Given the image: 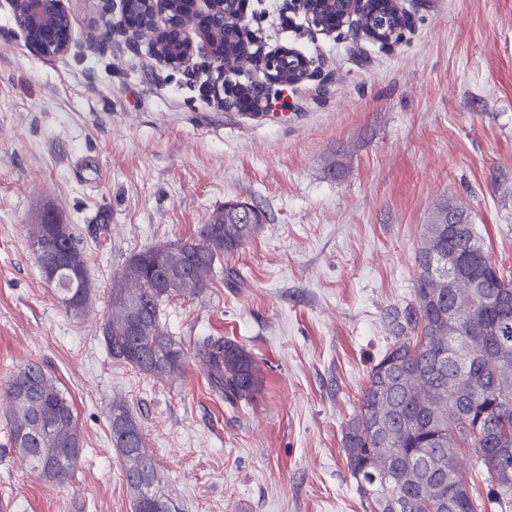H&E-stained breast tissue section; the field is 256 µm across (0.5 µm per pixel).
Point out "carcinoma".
I'll list each match as a JSON object with an SVG mask.
<instances>
[{
    "mask_svg": "<svg viewBox=\"0 0 512 512\" xmlns=\"http://www.w3.org/2000/svg\"><path fill=\"white\" fill-rule=\"evenodd\" d=\"M215 47L237 59L247 48L222 24L211 28ZM232 100L258 102L256 85L225 77ZM264 214L241 215L224 205V223L202 224L191 240L163 242L128 256L112 277L110 308L101 336L112 358L156 378L185 368L183 344L161 322V306L191 298L209 287L217 264L254 236ZM67 249L86 266L71 225ZM31 245L54 251L46 224L33 225ZM462 262L470 293L434 286L430 267ZM415 306L406 327L368 373L357 413L342 437L346 462L368 512H505L512 506V276L485 249L475 225L448 234V209L423 225L414 256ZM71 313L81 315L95 293L88 273L73 288L56 289ZM211 386L231 406L254 398L261 368L242 344L204 336L195 343ZM0 403L12 416L11 443L23 462L49 484L74 477L83 442L74 408L43 366L28 362L0 388ZM113 447L123 461L132 512H157L145 495L158 497L164 512H180L162 489L157 463L143 430L122 401L112 402ZM473 449L487 484L486 498L464 478L460 454Z\"/></svg>",
    "mask_w": 512,
    "mask_h": 512,
    "instance_id": "obj_1",
    "label": "carcinoma"
}]
</instances>
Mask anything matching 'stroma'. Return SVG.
<instances>
[{"label": "stroma", "mask_w": 512, "mask_h": 512, "mask_svg": "<svg viewBox=\"0 0 512 512\" xmlns=\"http://www.w3.org/2000/svg\"><path fill=\"white\" fill-rule=\"evenodd\" d=\"M402 5L410 23L384 46L320 34L293 0H249L261 48H296L317 70L275 87L255 118L224 107L206 56L173 70L117 36L47 60L0 8V384L42 363L83 437L75 478L46 484L13 451L0 407V512H131L117 398L184 512H365L343 429L413 309L423 225L440 204L462 207L512 272V0ZM228 201L262 211L260 232L161 321L186 351L223 336L252 352L261 390L235 408L195 359L160 380L100 338L125 259L192 238ZM48 208L80 235L97 285L80 316L30 245Z\"/></svg>", "instance_id": "obj_1"}]
</instances>
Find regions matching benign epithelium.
Returning a JSON list of instances; mask_svg holds the SVG:
<instances>
[{"label": "benign epithelium", "mask_w": 512, "mask_h": 512, "mask_svg": "<svg viewBox=\"0 0 512 512\" xmlns=\"http://www.w3.org/2000/svg\"><path fill=\"white\" fill-rule=\"evenodd\" d=\"M9 5L13 21L22 32L26 44L38 56L54 59L66 56L76 48L83 46L72 25V0H5ZM121 18L113 23L110 18H103L88 37L91 46L110 44L115 32L119 31L133 40L150 35V50L154 59L162 65L171 68H183L191 64L196 54L205 52L221 70L233 72L238 70V64L232 58L224 56L223 50L213 47L210 39L211 24L221 20L235 28L243 43H248L246 26L244 25L246 0H236L234 6H229V0H184L187 11L192 15V22L185 26L176 24L172 17L171 0H149L152 6L151 29L139 25L129 18L127 0H119ZM340 9L331 22V27L315 14L311 0H299L302 11L311 26L325 34H333L344 27H355L367 37L389 45L398 38L408 25V15L400 5V0H389L396 17L397 29L394 35L384 36L381 30L368 31L363 27L362 16L376 5L375 0H339ZM174 37L176 50L168 55H160L156 51L155 42L161 38ZM297 59L303 65V76L306 80L313 75V61L303 53L290 47H280L268 53L255 54L258 68L264 72V85H283L278 73L282 61ZM38 263L46 282L55 287L64 285L59 279L60 271H69L68 282L78 279L79 269L76 265H68L59 254H49L42 246H35Z\"/></svg>", "instance_id": "benign-epithelium-1"}]
</instances>
